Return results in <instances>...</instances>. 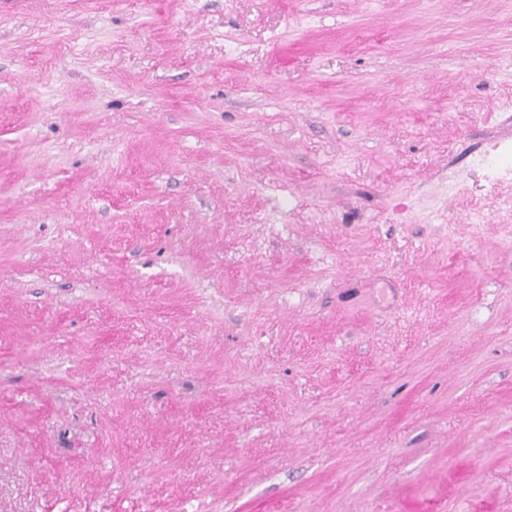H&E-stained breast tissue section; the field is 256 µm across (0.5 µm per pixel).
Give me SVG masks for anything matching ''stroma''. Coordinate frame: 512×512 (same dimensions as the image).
Wrapping results in <instances>:
<instances>
[{
    "instance_id": "35a3bbf8",
    "label": "stroma",
    "mask_w": 512,
    "mask_h": 512,
    "mask_svg": "<svg viewBox=\"0 0 512 512\" xmlns=\"http://www.w3.org/2000/svg\"><path fill=\"white\" fill-rule=\"evenodd\" d=\"M0 512H512V0H0Z\"/></svg>"
}]
</instances>
